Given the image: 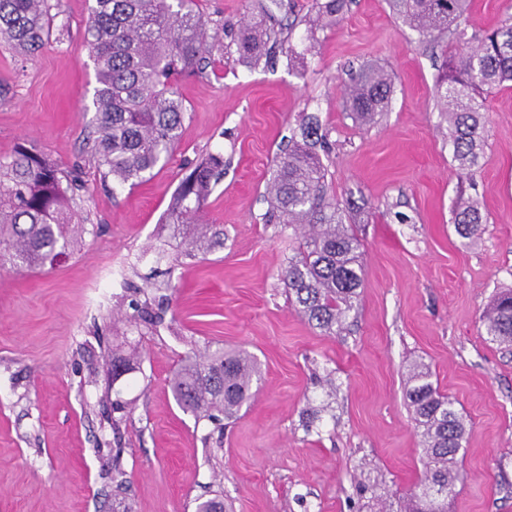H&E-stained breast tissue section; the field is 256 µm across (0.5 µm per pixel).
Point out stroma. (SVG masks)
I'll return each instance as SVG.
<instances>
[{"mask_svg":"<svg viewBox=\"0 0 512 512\" xmlns=\"http://www.w3.org/2000/svg\"><path fill=\"white\" fill-rule=\"evenodd\" d=\"M50 3L55 30L35 56L0 44V158L22 144L76 171L85 222L58 265L0 268V512H194L217 492L233 512H351L359 482L396 503L423 475L405 397L416 361L466 424L448 512H512V350L481 323L512 288V83L488 94L484 153L462 176L436 98L443 52L457 46L447 34L423 40L387 0H348L316 28L315 0H196L225 33L203 73L176 81L181 140L150 180L115 188L87 152L92 0ZM265 15L286 45L254 65L233 38ZM459 23L477 45L512 25V0H469ZM365 66L386 71L393 93L360 124L343 94ZM312 118L326 135L327 199L364 265L359 304L333 335L298 314L281 279L300 231L265 220L276 158ZM216 152L224 174L202 219L224 243L187 257L162 217ZM470 199L484 224L464 239L454 209ZM162 297V325L131 322L134 303ZM219 348L246 349L261 368L220 434L169 388L183 356ZM116 353L136 356L118 378Z\"/></svg>","mask_w":512,"mask_h":512,"instance_id":"1","label":"stroma"}]
</instances>
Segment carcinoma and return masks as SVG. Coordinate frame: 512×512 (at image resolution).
I'll return each instance as SVG.
<instances>
[{"mask_svg": "<svg viewBox=\"0 0 512 512\" xmlns=\"http://www.w3.org/2000/svg\"><path fill=\"white\" fill-rule=\"evenodd\" d=\"M403 24L428 37L455 29L466 0H389ZM345 0L319 4L317 20L341 13ZM83 40L93 62L92 97L98 136L91 155L103 175L119 186L147 180L180 141L186 108L173 82L203 71L208 64L206 24L190 0H93ZM54 16L48 0H0V42L33 56L52 36ZM279 33L264 20L253 22L236 42L237 52L255 63ZM512 81V27L496 29L469 51L451 56L437 85V102L448 116L453 159L460 173L477 167L484 148V100L492 89ZM392 94L379 69L356 73L346 90V107L362 123L387 111ZM318 127L307 125L302 139L276 160L265 197L279 223L305 229L297 256L282 280L289 302L309 323L326 334L342 329L357 306L362 285L360 242L345 226L343 210L326 201L325 167L312 150ZM224 156L210 154L196 163L177 187L165 223L179 230L197 224L187 251L206 252L218 240L202 225L200 206L210 195ZM78 180L66 174L35 147L19 146L0 161V266L54 265L74 248L73 225L84 219L68 195ZM457 234L470 239L483 224L479 208L456 211ZM133 320L156 326L163 316L152 304L135 307ZM486 336L512 346V290L494 298L483 315ZM259 377L254 356L243 349L207 352L181 360L170 379L178 406L196 419L214 411L235 416ZM407 406L421 428L423 478L401 501L397 512H448V490L459 478L457 460L466 426L448 397L431 381L422 364L405 383Z\"/></svg>", "mask_w": 512, "mask_h": 512, "instance_id": "carcinoma-1", "label": "carcinoma"}]
</instances>
